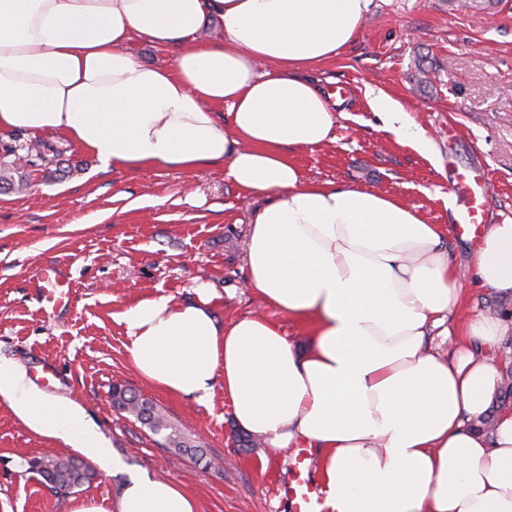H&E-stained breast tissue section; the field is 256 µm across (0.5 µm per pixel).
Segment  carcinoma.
Listing matches in <instances>:
<instances>
[{"label":"carcinoma","instance_id":"1","mask_svg":"<svg viewBox=\"0 0 512 512\" xmlns=\"http://www.w3.org/2000/svg\"><path fill=\"white\" fill-rule=\"evenodd\" d=\"M18 170L17 160L6 161L0 158V184L12 189L26 185V180L12 178V172ZM112 406L120 412L133 416L137 422L146 426L152 433L163 435V446L176 457H188L208 468L211 459L202 445L173 426L157 405L135 390L115 385L111 391ZM43 483L57 492L68 494L91 482L95 472L78 457H43L30 462Z\"/></svg>","mask_w":512,"mask_h":512}]
</instances>
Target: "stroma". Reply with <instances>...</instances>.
Segmentation results:
<instances>
[{
  "instance_id": "obj_1",
  "label": "stroma",
  "mask_w": 512,
  "mask_h": 512,
  "mask_svg": "<svg viewBox=\"0 0 512 512\" xmlns=\"http://www.w3.org/2000/svg\"><path fill=\"white\" fill-rule=\"evenodd\" d=\"M312 76L324 94H339L333 143L293 152L304 178L363 187L402 198L427 223L448 229L456 267L472 264L490 224L512 222V0L484 10L456 0H372L355 39ZM373 91L398 100L433 140L432 157L381 130L367 101ZM42 142L58 153L65 176L48 180L26 166L31 187L0 190V358L31 371L55 360L51 397L81 405L112 450L90 484L62 496L30 469L33 458L67 457L71 448L29 430L0 401V512H71L75 501L116 502L134 476L164 479L189 492L200 512H294L278 494L291 449L264 442L245 448L222 388L206 403L168 394L132 366L118 314L159 292L196 300L204 284L221 294L218 321L263 311L285 336L304 328L265 309L243 283L246 241L264 197L241 192L225 164L197 169L162 165L102 172L98 161L54 133L1 131L0 152ZM484 167L491 179L484 224L459 231V199L448 172ZM56 263L71 297L51 308L36 288L44 263ZM123 385L150 398L175 424L200 439L210 467L170 462L159 438L116 412L109 393Z\"/></svg>"
}]
</instances>
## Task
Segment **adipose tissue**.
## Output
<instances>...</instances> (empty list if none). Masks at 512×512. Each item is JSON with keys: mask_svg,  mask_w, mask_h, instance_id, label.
<instances>
[{"mask_svg": "<svg viewBox=\"0 0 512 512\" xmlns=\"http://www.w3.org/2000/svg\"><path fill=\"white\" fill-rule=\"evenodd\" d=\"M371 0H0V129L60 133L101 170L226 162L266 196L249 230L245 288L308 329L299 345L262 315L218 323L214 289L151 293L119 316L131 364L207 401L222 377L233 418L272 448L318 451L330 512H512V409H493L491 351L507 328L466 301L446 234L403 199L305 180L289 153L334 139L336 105L308 78L358 33ZM224 42L196 40L210 19ZM172 52L140 60L128 43ZM368 105L396 140L432 143L383 92ZM471 277L512 298V223L490 225ZM453 336L447 357L432 332ZM0 399L33 432L108 464L85 410L0 360ZM492 418L494 432L479 425ZM117 512H198L171 482L131 480Z\"/></svg>", "mask_w": 512, "mask_h": 512, "instance_id": "1", "label": "adipose tissue"}]
</instances>
